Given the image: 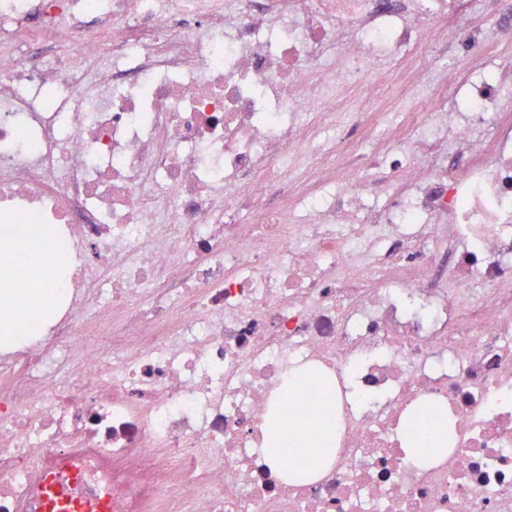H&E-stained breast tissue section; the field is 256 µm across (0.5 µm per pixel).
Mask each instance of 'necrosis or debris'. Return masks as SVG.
<instances>
[{
    "label": "necrosis or debris",
    "mask_w": 512,
    "mask_h": 512,
    "mask_svg": "<svg viewBox=\"0 0 512 512\" xmlns=\"http://www.w3.org/2000/svg\"><path fill=\"white\" fill-rule=\"evenodd\" d=\"M452 39L481 60L470 0H0V246L71 256L0 281V512L49 478L82 512H512V67L464 119L389 109ZM292 364L336 383L311 483L260 454ZM46 224H18L15 239L18 246L0 254V275L17 277L25 283L40 287L55 278V272L49 270L39 255L28 249L35 240L49 234ZM448 443V422L446 418V424H444L437 435H434L427 439L424 442H414L411 445H408L407 439V447L405 451L407 453V457L416 465L424 466L427 465L434 460H436L439 456L447 454L448 448H445V444L447 446Z\"/></svg>",
    "instance_id": "1"
}]
</instances>
